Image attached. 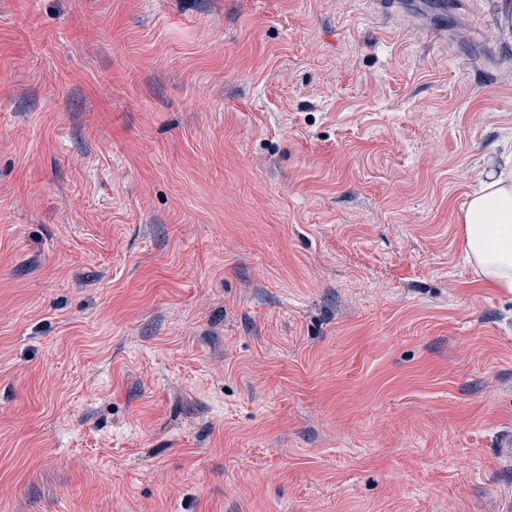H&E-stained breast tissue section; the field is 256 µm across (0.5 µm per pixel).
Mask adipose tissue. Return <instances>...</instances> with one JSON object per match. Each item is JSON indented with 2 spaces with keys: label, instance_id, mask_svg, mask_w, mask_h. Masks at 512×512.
<instances>
[{
  "label": "adipose tissue",
  "instance_id": "adipose-tissue-1",
  "mask_svg": "<svg viewBox=\"0 0 512 512\" xmlns=\"http://www.w3.org/2000/svg\"><path fill=\"white\" fill-rule=\"evenodd\" d=\"M463 251L480 280L512 291V169L482 172L461 206Z\"/></svg>",
  "mask_w": 512,
  "mask_h": 512
}]
</instances>
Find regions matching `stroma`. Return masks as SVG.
Returning <instances> with one entry per match:
<instances>
[{
    "mask_svg": "<svg viewBox=\"0 0 512 512\" xmlns=\"http://www.w3.org/2000/svg\"><path fill=\"white\" fill-rule=\"evenodd\" d=\"M0 0V512H512L490 0ZM461 205L463 251L480 280L512 291V169L483 171Z\"/></svg>",
    "mask_w": 512,
    "mask_h": 512,
    "instance_id": "1",
    "label": "stroma"
}]
</instances>
